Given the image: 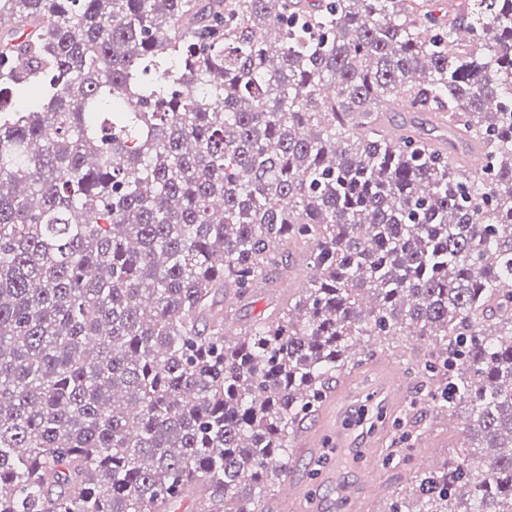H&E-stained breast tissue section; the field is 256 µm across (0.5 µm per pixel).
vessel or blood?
<instances>
[{"label":"vessel or blood","mask_w":512,"mask_h":512,"mask_svg":"<svg viewBox=\"0 0 512 512\" xmlns=\"http://www.w3.org/2000/svg\"><path fill=\"white\" fill-rule=\"evenodd\" d=\"M404 393L400 388L392 366H381L376 372L374 385L360 394L344 388L337 390L318 412V419L305 430L297 455L302 459L323 456L333 452L339 458L351 456L350 434L355 428V418L363 405L379 403L396 409L403 405ZM381 487L380 477L374 465L363 467L355 484H344L340 495L344 498H362L376 493ZM312 499L309 487L287 476L283 483L282 500L291 512H303Z\"/></svg>","instance_id":"vessel-or-blood-1"}]
</instances>
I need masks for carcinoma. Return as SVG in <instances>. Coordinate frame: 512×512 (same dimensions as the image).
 <instances>
[{"label": "carcinoma", "mask_w": 512, "mask_h": 512, "mask_svg": "<svg viewBox=\"0 0 512 512\" xmlns=\"http://www.w3.org/2000/svg\"><path fill=\"white\" fill-rule=\"evenodd\" d=\"M429 2L0 0V512H273L403 334L467 441L392 512H512V0ZM284 283L285 282H283L280 279L277 281L278 288H261V289L257 290V293L253 298H251L244 304L242 303V305L240 307H238L236 311H233L231 313L233 315V317H235L237 319V321L240 325V328L236 332V334L241 333V332L243 333L244 329L246 328V326H248V324L253 323L256 319L261 317L264 312L267 311L268 295H267L266 289H276L277 292L280 293L283 301H287L288 295H292L296 291V289H298V288H288V284H286V283L284 284ZM288 289H289V292H288ZM236 334L232 335V336H228V339L234 340V338L237 337Z\"/></svg>", "instance_id": "cac0c4a2"}]
</instances>
